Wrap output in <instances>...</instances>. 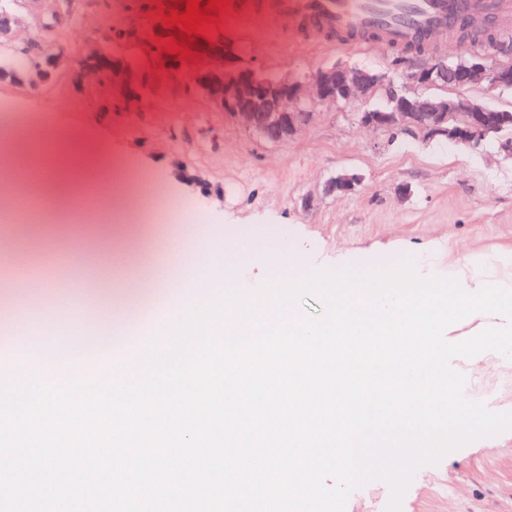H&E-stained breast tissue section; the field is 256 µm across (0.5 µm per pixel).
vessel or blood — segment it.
<instances>
[{
    "label": "vessel or blood",
    "mask_w": 512,
    "mask_h": 512,
    "mask_svg": "<svg viewBox=\"0 0 512 512\" xmlns=\"http://www.w3.org/2000/svg\"><path fill=\"white\" fill-rule=\"evenodd\" d=\"M509 12L512 0H235L234 16L245 27L269 16L313 42L356 31L380 34L386 44L399 46L445 34L462 15ZM24 219L17 209L0 216V249L12 248Z\"/></svg>",
    "instance_id": "1"
}]
</instances>
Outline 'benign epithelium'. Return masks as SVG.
I'll return each mask as SVG.
<instances>
[{
    "mask_svg": "<svg viewBox=\"0 0 512 512\" xmlns=\"http://www.w3.org/2000/svg\"><path fill=\"white\" fill-rule=\"evenodd\" d=\"M25 11L0 16V54L12 60L23 58L27 45L17 32L31 22L48 16L62 18L73 10V0H22ZM163 15L146 29L131 34L151 45L166 46L171 35ZM193 55L170 64L161 60L151 72H143L100 44L89 45L81 54L86 66L78 70L82 79L96 81L100 97L118 101L128 110L140 104L142 89L170 88L189 73L202 97L216 110L226 112L249 131L270 143L288 141L310 120L316 105L357 107L359 122L368 128L403 130L423 138L445 137L475 149L486 137L499 133L512 122V114L493 110L469 95L476 85L489 88L512 87V36L476 40L454 59L431 56L410 58L400 70H369L332 64L318 68L304 78L288 75L271 77L255 68L227 64L233 47L222 35H208L192 43ZM46 76L34 80L33 87L50 84L64 72L72 71L68 56L47 52L41 64ZM422 88H441L447 95L424 97ZM381 94L388 101L385 109L371 110L362 104ZM356 177L340 174L327 185V191L342 195L353 190Z\"/></svg>",
    "mask_w": 512,
    "mask_h": 512,
    "instance_id": "7a95c632",
    "label": "benign epithelium"
}]
</instances>
